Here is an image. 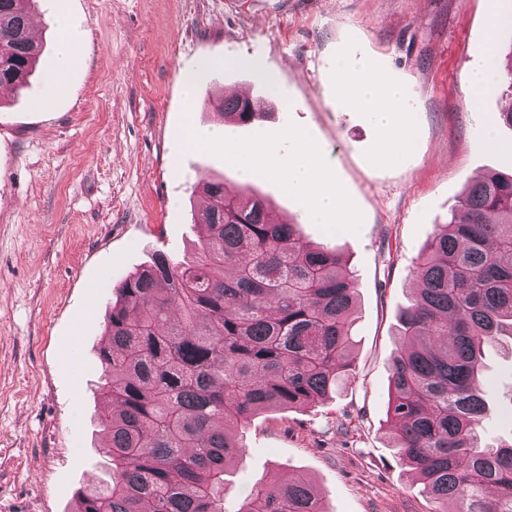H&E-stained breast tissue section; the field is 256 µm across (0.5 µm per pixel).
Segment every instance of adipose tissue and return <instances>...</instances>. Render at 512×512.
<instances>
[{
	"mask_svg": "<svg viewBox=\"0 0 512 512\" xmlns=\"http://www.w3.org/2000/svg\"><path fill=\"white\" fill-rule=\"evenodd\" d=\"M59 31L57 73L52 83L36 103L44 108L59 95L66 73L77 52L80 38L66 14H58ZM340 93L364 111L370 112L385 132L381 152L389 160H399L409 148L410 140L399 117L403 107V93L394 85L381 84L369 66L361 60L340 59L336 64ZM214 140L224 145L225 158L231 159L241 177L249 179L263 175L281 177L288 190L302 196L310 218L320 224H344L348 221V208L338 186L326 176L318 155L310 141L301 133L289 134L291 148L277 153L262 146L243 147L226 139L223 131H216Z\"/></svg>",
	"mask_w": 512,
	"mask_h": 512,
	"instance_id": "1",
	"label": "adipose tissue"
}]
</instances>
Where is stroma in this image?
<instances>
[{
    "mask_svg": "<svg viewBox=\"0 0 512 512\" xmlns=\"http://www.w3.org/2000/svg\"><path fill=\"white\" fill-rule=\"evenodd\" d=\"M81 34L64 93L32 107L54 72L59 9ZM42 52L28 87L0 90V512H71L104 469L95 450L97 352L106 306L155 252L192 260L206 232L200 179L265 199L301 238L340 252L358 293L353 370L336 394L257 415L239 429L248 453L224 475L226 508L272 469L301 472L323 512H434L386 438L397 320L414 262L468 182L512 171V90L473 98L488 53L512 52V0H35ZM369 61L402 88L412 147L399 162L383 133L339 95L336 61ZM224 69L184 75L210 59ZM243 91L259 118L222 123ZM285 151L305 134L343 194L349 224H312L280 179L240 180L220 147L187 130ZM498 144H485L486 131ZM495 407L486 443L512 431V357L486 356Z\"/></svg>",
    "mask_w": 512,
    "mask_h": 512,
    "instance_id": "obj_1",
    "label": "stroma"
}]
</instances>
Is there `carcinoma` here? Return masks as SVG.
<instances>
[{"instance_id": "obj_1", "label": "carcinoma", "mask_w": 512, "mask_h": 512, "mask_svg": "<svg viewBox=\"0 0 512 512\" xmlns=\"http://www.w3.org/2000/svg\"><path fill=\"white\" fill-rule=\"evenodd\" d=\"M0 0V86L26 83L40 55L27 5ZM220 116L245 124L248 99ZM208 236L197 259L158 251L109 305L97 449L107 479L74 512H226L237 429L264 411L327 398L349 377L357 297L343 255L301 241L262 200L201 180ZM399 319L390 443L437 512H512V436L483 442L485 349L512 337V172L470 184L415 267ZM233 512H322L311 481L272 471Z\"/></svg>"}]
</instances>
